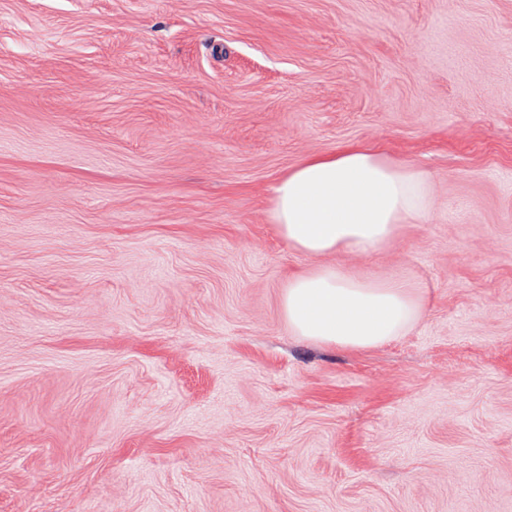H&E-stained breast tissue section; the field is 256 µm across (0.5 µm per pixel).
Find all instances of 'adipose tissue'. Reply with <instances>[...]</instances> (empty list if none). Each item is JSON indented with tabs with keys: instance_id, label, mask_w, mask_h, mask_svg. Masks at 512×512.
<instances>
[{
	"instance_id": "1",
	"label": "adipose tissue",
	"mask_w": 512,
	"mask_h": 512,
	"mask_svg": "<svg viewBox=\"0 0 512 512\" xmlns=\"http://www.w3.org/2000/svg\"><path fill=\"white\" fill-rule=\"evenodd\" d=\"M432 206L433 184L422 171L369 147L309 156L283 174L268 219L293 250L315 260L289 277L282 296L292 335L359 350L404 335L422 314L415 284L355 276L326 258L377 252Z\"/></svg>"
}]
</instances>
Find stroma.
<instances>
[{
  "label": "stroma",
  "mask_w": 512,
  "mask_h": 512,
  "mask_svg": "<svg viewBox=\"0 0 512 512\" xmlns=\"http://www.w3.org/2000/svg\"><path fill=\"white\" fill-rule=\"evenodd\" d=\"M349 145L435 190L369 350L266 217ZM0 512H512V0H0ZM415 284L352 275L316 264L288 278L282 313L293 336L349 349H370L404 335L421 317Z\"/></svg>",
  "instance_id": "obj_1"
}]
</instances>
